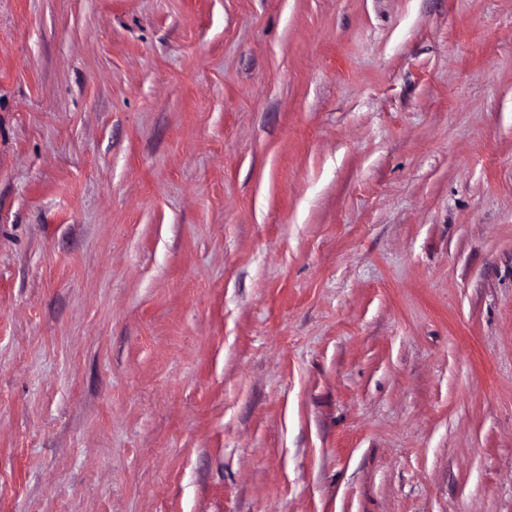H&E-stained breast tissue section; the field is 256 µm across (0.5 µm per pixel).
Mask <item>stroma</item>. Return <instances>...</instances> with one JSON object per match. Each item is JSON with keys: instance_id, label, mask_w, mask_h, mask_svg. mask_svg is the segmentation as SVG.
Instances as JSON below:
<instances>
[{"instance_id": "obj_1", "label": "stroma", "mask_w": 512, "mask_h": 512, "mask_svg": "<svg viewBox=\"0 0 512 512\" xmlns=\"http://www.w3.org/2000/svg\"><path fill=\"white\" fill-rule=\"evenodd\" d=\"M0 512H512V0H0Z\"/></svg>"}]
</instances>
